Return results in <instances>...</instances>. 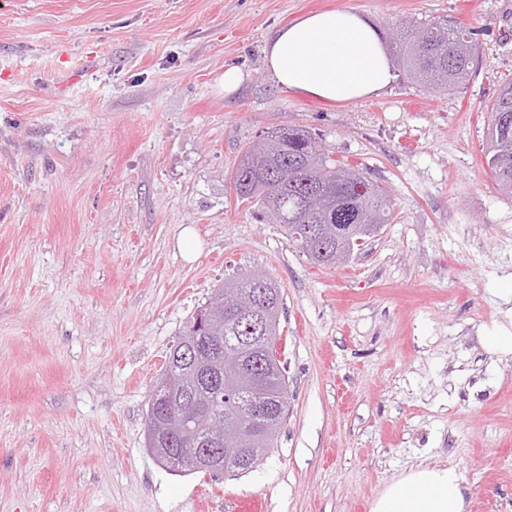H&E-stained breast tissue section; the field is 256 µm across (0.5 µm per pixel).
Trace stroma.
<instances>
[{
    "mask_svg": "<svg viewBox=\"0 0 512 512\" xmlns=\"http://www.w3.org/2000/svg\"><path fill=\"white\" fill-rule=\"evenodd\" d=\"M327 9L390 48L402 20L459 21L473 74L352 102L281 87L266 37ZM509 81L512 0H0V512H195L200 492L370 512L420 465L457 469L466 512H512V352L490 342L512 336V198L485 156ZM286 124L390 195L343 266L232 188ZM253 270L284 293L278 446L237 479L171 475L145 447L152 388L197 307Z\"/></svg>",
    "mask_w": 512,
    "mask_h": 512,
    "instance_id": "35a3bbf8",
    "label": "stroma"
}]
</instances>
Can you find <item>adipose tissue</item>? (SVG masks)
Masks as SVG:
<instances>
[{
  "label": "adipose tissue",
  "instance_id": "ef3b65f1",
  "mask_svg": "<svg viewBox=\"0 0 512 512\" xmlns=\"http://www.w3.org/2000/svg\"><path fill=\"white\" fill-rule=\"evenodd\" d=\"M264 52L279 85L324 102L379 95L395 76L379 30L352 10L309 13L281 25ZM465 506L455 468L420 466L390 483L372 512H464Z\"/></svg>",
  "mask_w": 512,
  "mask_h": 512
}]
</instances>
